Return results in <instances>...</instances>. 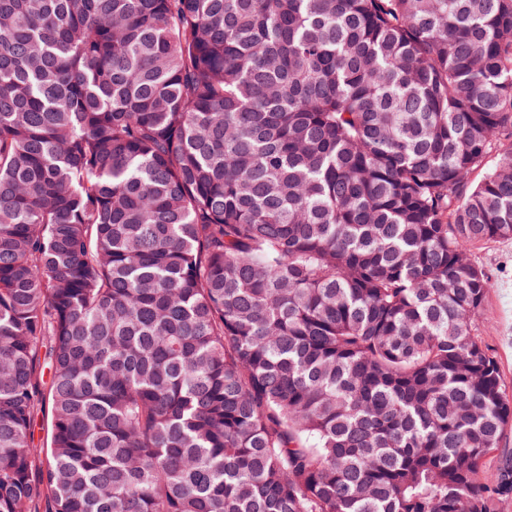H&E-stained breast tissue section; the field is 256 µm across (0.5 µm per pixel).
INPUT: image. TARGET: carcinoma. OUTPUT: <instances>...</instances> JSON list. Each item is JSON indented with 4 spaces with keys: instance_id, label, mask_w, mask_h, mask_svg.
<instances>
[{
    "instance_id": "obj_1",
    "label": "carcinoma",
    "mask_w": 512,
    "mask_h": 512,
    "mask_svg": "<svg viewBox=\"0 0 512 512\" xmlns=\"http://www.w3.org/2000/svg\"><path fill=\"white\" fill-rule=\"evenodd\" d=\"M498 239L512 0H0V512H495ZM470 258L492 280L473 318L472 333L498 362L504 388L512 398V239L478 244L471 248Z\"/></svg>"
}]
</instances>
